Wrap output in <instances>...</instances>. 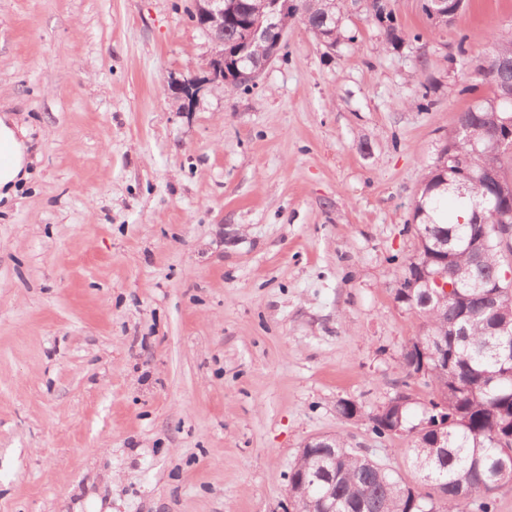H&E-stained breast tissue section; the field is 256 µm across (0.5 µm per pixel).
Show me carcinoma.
<instances>
[{
	"mask_svg": "<svg viewBox=\"0 0 512 512\" xmlns=\"http://www.w3.org/2000/svg\"><path fill=\"white\" fill-rule=\"evenodd\" d=\"M341 0H291L282 22L298 17L320 43L333 48L354 37L346 35L341 15ZM434 0H421V10L437 28L455 22L465 8V0H445L444 5L431 11ZM264 13L262 0H230L224 12V49L234 56L243 53L246 60L240 69L250 71L248 57L255 49L242 51L237 44V31L248 22H255ZM372 20L383 32L388 44L402 42L401 27L387 5L380 4ZM497 61H512V40H496L492 52L471 63L477 83L466 91L487 93L476 97L462 112L463 132L453 131L443 141L433 165L425 173L419 195L412 203V220L424 231L425 239L417 240L415 253L403 265V278H409L418 264L431 262L435 246L450 238L446 266L452 277L448 283L458 284L454 300L445 309L422 284L413 288L406 306L423 320L425 336L448 335L452 327L464 326L465 338L448 340V359L427 360L423 372L426 382L434 386L438 400L430 403L426 419L446 413L448 417V447L431 448L428 436L419 428L409 427L411 465L422 485H434L441 499L434 501L405 485L391 472L369 462L347 446L340 435L331 440V447L316 448L296 459L290 475L289 489L295 488V478L315 471L317 461L324 456L325 469L312 486H305L298 497L307 510L319 505L328 492H336V512H492L491 494L499 486L512 482V464L502 471L498 463L512 458V360L496 348L499 333L494 326L506 322L512 328V287L506 289L494 312L483 309L482 299L463 277L472 267V252H482L478 274L483 278L501 277L512 246L503 248L495 242L485 246L480 241L481 225L462 224L458 213L479 210L485 224L512 225V205L503 208L494 202L490 186L479 179L485 170H496L505 184L512 185V151L497 149L492 138L502 119L512 116V99L498 96L494 65ZM455 201V216L447 219L443 205L448 198Z\"/></svg>",
	"mask_w": 512,
	"mask_h": 512,
	"instance_id": "1",
	"label": "carcinoma"
}]
</instances>
